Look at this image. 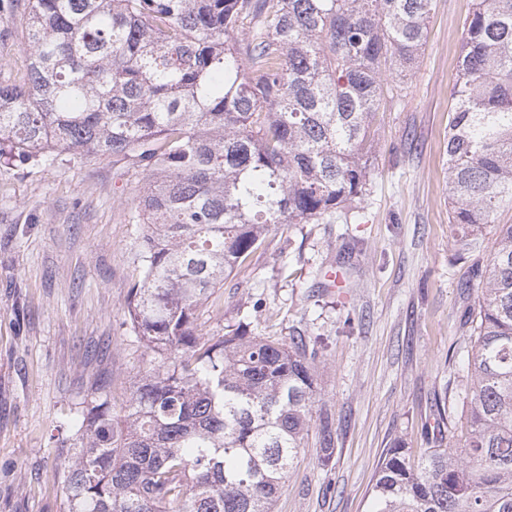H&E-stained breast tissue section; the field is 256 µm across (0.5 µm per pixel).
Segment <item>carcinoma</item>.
Instances as JSON below:
<instances>
[{"label":"carcinoma","mask_w":512,"mask_h":512,"mask_svg":"<svg viewBox=\"0 0 512 512\" xmlns=\"http://www.w3.org/2000/svg\"><path fill=\"white\" fill-rule=\"evenodd\" d=\"M432 0H28L0 158H135L146 187L130 324L151 354L125 413L96 390L64 512H272L313 417L316 352L197 312L272 229L332 224L370 178L381 67L411 72ZM449 222L482 284L461 448L387 449L369 512H512V0H475L451 90ZM321 463L333 454L321 421Z\"/></svg>","instance_id":"carcinoma-1"}]
</instances>
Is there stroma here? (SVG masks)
<instances>
[{
    "label": "stroma",
    "instance_id": "1",
    "mask_svg": "<svg viewBox=\"0 0 512 512\" xmlns=\"http://www.w3.org/2000/svg\"><path fill=\"white\" fill-rule=\"evenodd\" d=\"M26 4L0 20V81L16 85L28 73L18 40ZM472 8L433 0L411 75L400 83L383 71L370 183L356 208L332 224L270 232L219 289L223 319L198 314L206 336L241 321L250 334L299 337L318 352L313 419L273 512H367L387 448L418 456L463 444L448 430L465 423L462 323L480 286L461 289L468 272L448 220L444 143ZM144 182L122 155L0 164V512H63L59 476L77 409L98 386L122 414L146 366L126 309ZM332 267L343 287H328ZM325 418L335 452L323 468Z\"/></svg>",
    "mask_w": 512,
    "mask_h": 512
}]
</instances>
